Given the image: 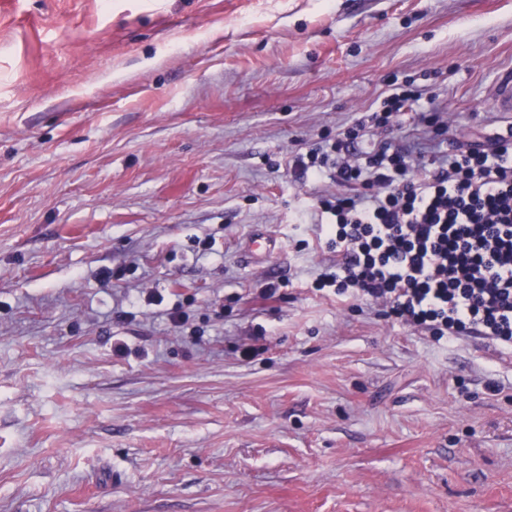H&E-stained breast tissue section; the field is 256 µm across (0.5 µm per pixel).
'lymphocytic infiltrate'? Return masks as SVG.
I'll use <instances>...</instances> for the list:
<instances>
[{"mask_svg":"<svg viewBox=\"0 0 512 512\" xmlns=\"http://www.w3.org/2000/svg\"><path fill=\"white\" fill-rule=\"evenodd\" d=\"M424 95L392 84L344 138L296 158L303 179L340 187L315 198L331 258L312 286L372 301L439 341L480 336L512 349V125L489 148L454 147L428 163L389 140L361 155L349 147L366 129L392 128Z\"/></svg>","mask_w":512,"mask_h":512,"instance_id":"1","label":"lymphocytic infiltrate"}]
</instances>
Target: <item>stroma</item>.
I'll use <instances>...</instances> for the list:
<instances>
[{
    "instance_id": "1",
    "label": "stroma",
    "mask_w": 512,
    "mask_h": 512,
    "mask_svg": "<svg viewBox=\"0 0 512 512\" xmlns=\"http://www.w3.org/2000/svg\"><path fill=\"white\" fill-rule=\"evenodd\" d=\"M508 70L512 0H0V512H512V351L314 292L291 166L395 78L488 143Z\"/></svg>"
}]
</instances>
